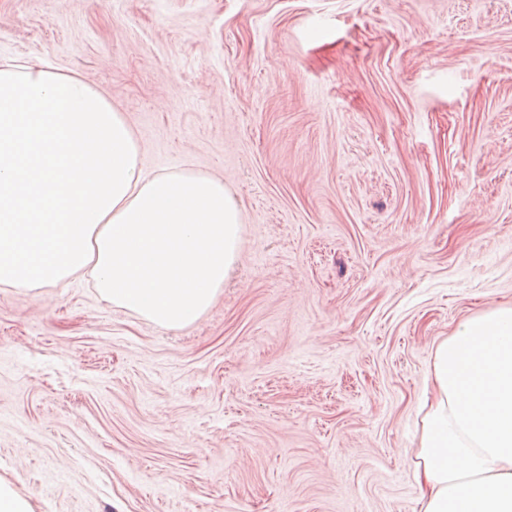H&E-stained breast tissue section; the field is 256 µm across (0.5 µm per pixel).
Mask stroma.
Wrapping results in <instances>:
<instances>
[{"mask_svg": "<svg viewBox=\"0 0 512 512\" xmlns=\"http://www.w3.org/2000/svg\"><path fill=\"white\" fill-rule=\"evenodd\" d=\"M4 57L221 178L242 234L181 329L0 286V478L34 512H419L431 347L512 306V0H0Z\"/></svg>", "mask_w": 512, "mask_h": 512, "instance_id": "1", "label": "stroma"}]
</instances>
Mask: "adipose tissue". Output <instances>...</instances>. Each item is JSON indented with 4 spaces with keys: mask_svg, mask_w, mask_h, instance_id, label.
Masks as SVG:
<instances>
[{
    "mask_svg": "<svg viewBox=\"0 0 512 512\" xmlns=\"http://www.w3.org/2000/svg\"><path fill=\"white\" fill-rule=\"evenodd\" d=\"M240 209L217 178L146 175L130 126L80 76L0 61V284L91 275L101 300L180 329L231 271ZM415 455L420 512H512V306L435 343Z\"/></svg>",
    "mask_w": 512,
    "mask_h": 512,
    "instance_id": "adipose-tissue-1",
    "label": "adipose tissue"
}]
</instances>
